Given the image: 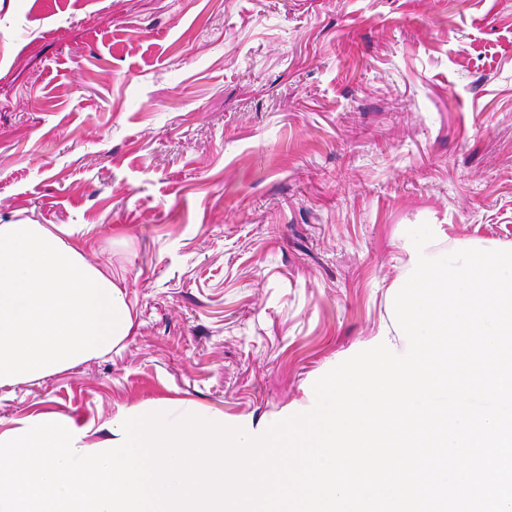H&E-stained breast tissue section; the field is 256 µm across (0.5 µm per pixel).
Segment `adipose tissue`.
Masks as SVG:
<instances>
[{
  "mask_svg": "<svg viewBox=\"0 0 512 512\" xmlns=\"http://www.w3.org/2000/svg\"><path fill=\"white\" fill-rule=\"evenodd\" d=\"M69 224L0 223V386L111 351L133 326L121 274L90 264Z\"/></svg>",
  "mask_w": 512,
  "mask_h": 512,
  "instance_id": "adipose-tissue-1",
  "label": "adipose tissue"
}]
</instances>
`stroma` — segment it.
Masks as SVG:
<instances>
[{
  "label": "stroma",
  "instance_id": "35a3bbf8",
  "mask_svg": "<svg viewBox=\"0 0 512 512\" xmlns=\"http://www.w3.org/2000/svg\"><path fill=\"white\" fill-rule=\"evenodd\" d=\"M25 217L88 231L134 322L0 387V432L308 411L403 346L408 229L512 249V0H0V223Z\"/></svg>",
  "mask_w": 512,
  "mask_h": 512
}]
</instances>
